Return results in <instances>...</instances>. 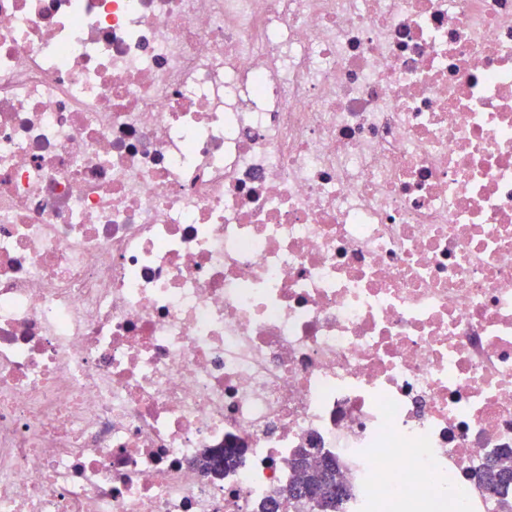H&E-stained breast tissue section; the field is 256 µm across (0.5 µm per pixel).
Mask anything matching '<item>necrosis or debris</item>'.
Wrapping results in <instances>:
<instances>
[{
	"mask_svg": "<svg viewBox=\"0 0 512 512\" xmlns=\"http://www.w3.org/2000/svg\"><path fill=\"white\" fill-rule=\"evenodd\" d=\"M300 448L500 512L512 0H0V512H261Z\"/></svg>",
	"mask_w": 512,
	"mask_h": 512,
	"instance_id": "necrosis-or-debris-1",
	"label": "necrosis or debris"
}]
</instances>
